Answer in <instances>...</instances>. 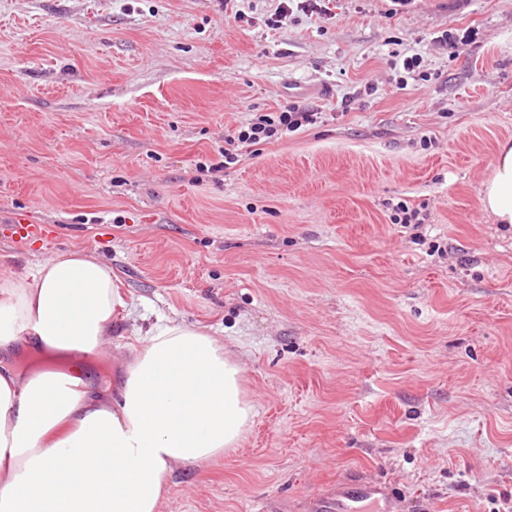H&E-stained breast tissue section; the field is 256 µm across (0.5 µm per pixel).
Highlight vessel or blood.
I'll use <instances>...</instances> for the list:
<instances>
[{"instance_id":"vessel-or-blood-1","label":"vessel or blood","mask_w":512,"mask_h":512,"mask_svg":"<svg viewBox=\"0 0 512 512\" xmlns=\"http://www.w3.org/2000/svg\"><path fill=\"white\" fill-rule=\"evenodd\" d=\"M12 232L19 239L37 237L50 240L52 231L42 224L29 223L25 216H16ZM400 493L382 479L350 477L337 482L335 488L320 500V512H398Z\"/></svg>"}]
</instances>
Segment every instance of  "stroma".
Listing matches in <instances>:
<instances>
[{
    "instance_id": "35a3bbf8",
    "label": "stroma",
    "mask_w": 512,
    "mask_h": 512,
    "mask_svg": "<svg viewBox=\"0 0 512 512\" xmlns=\"http://www.w3.org/2000/svg\"><path fill=\"white\" fill-rule=\"evenodd\" d=\"M324 4L0 0V275L111 266L99 393L169 320L238 361L250 427L175 465L161 512H312L351 474L400 512L512 505V227L479 197L512 138V0ZM291 105L318 122L223 165ZM19 214L52 245L7 237Z\"/></svg>"
}]
</instances>
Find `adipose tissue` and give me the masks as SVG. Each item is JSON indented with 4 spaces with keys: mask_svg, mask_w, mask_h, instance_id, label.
Listing matches in <instances>:
<instances>
[{
    "mask_svg": "<svg viewBox=\"0 0 512 512\" xmlns=\"http://www.w3.org/2000/svg\"><path fill=\"white\" fill-rule=\"evenodd\" d=\"M481 206L512 224V140L501 142ZM126 302L95 256L63 252L22 276H0V512H159L174 465L238 445L253 419L241 366L203 329H149L117 396L84 380ZM30 331L68 372L21 373L11 354Z\"/></svg>",
    "mask_w": 512,
    "mask_h": 512,
    "instance_id": "1",
    "label": "adipose tissue"
}]
</instances>
